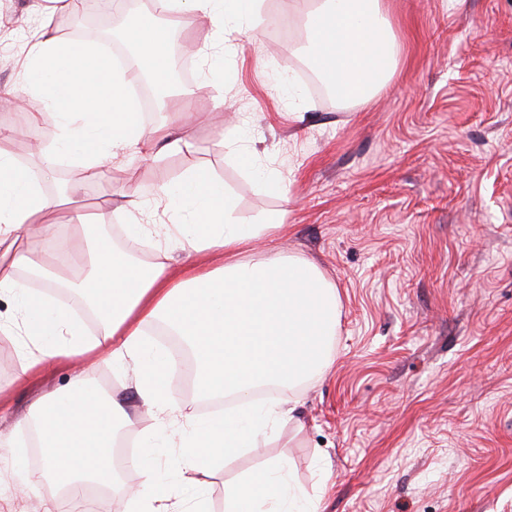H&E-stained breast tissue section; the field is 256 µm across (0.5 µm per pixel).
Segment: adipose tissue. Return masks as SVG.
<instances>
[{
  "label": "adipose tissue",
  "instance_id": "obj_1",
  "mask_svg": "<svg viewBox=\"0 0 512 512\" xmlns=\"http://www.w3.org/2000/svg\"><path fill=\"white\" fill-rule=\"evenodd\" d=\"M162 12L208 14L223 37L255 23L258 0H158ZM142 71L160 74L168 67V38L153 16L134 19L126 28ZM307 55L329 80L340 101L364 99L390 79L397 44L379 0H321L307 14ZM22 75L25 94H11L17 107L35 95L54 112L53 147L42 155L41 169L18 166L0 150V297L14 300L15 314L0 319V334L25 336L39 363L101 351L118 366H132L133 389L154 419L141 445L137 464L143 484L131 491L137 512H208L205 495L185 505L177 487L157 476L164 449H176L175 467L183 483L201 485L241 449L254 448L271 422L294 418L296 400L258 404L251 390L265 383L294 387L330 364L329 340L336 332L338 296L312 261L274 253L260 264L240 258L249 244L282 228L277 217L256 223L237 215L234 195L211 171L195 167L177 182L161 181L135 189L123 207L129 247L92 235V225L76 214L80 238L34 239L28 228L51 216L55 198L41 184L56 164L57 149L76 150L86 179L103 165L120 164L131 154H177L191 146L196 113L178 108L170 120L145 126L128 98L121 73L102 53L95 36L72 45L44 22L28 50ZM189 212L185 224L150 223L151 205ZM165 238L187 256L220 255L221 266H188L179 281L168 278V249L156 261L136 262L142 239ZM69 253L89 265L86 278L71 290L89 292L99 318L95 336H87L67 308L49 293L33 291L18 272L50 276L46 250ZM168 325L193 352L184 368L203 398L232 394L231 410L200 416L172 397L165 352L148 337L149 327ZM132 422L129 404L120 395H104L85 374L69 387L42 398L13 433L0 434V454H10L27 489L49 483L56 491L79 496L83 487L114 486L118 473L113 450ZM36 431L48 463L47 476L27 474L17 439ZM224 512H319V502L295 485L286 460L266 465L232 486Z\"/></svg>",
  "mask_w": 512,
  "mask_h": 512
}]
</instances>
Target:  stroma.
Returning <instances> with one entry per match:
<instances>
[{"mask_svg": "<svg viewBox=\"0 0 512 512\" xmlns=\"http://www.w3.org/2000/svg\"><path fill=\"white\" fill-rule=\"evenodd\" d=\"M396 38L395 72L375 95L324 98L305 80L302 15L293 0H262L287 29L266 27L221 43L210 19L177 24L170 62L190 63L192 148L105 166L88 182L60 161L43 191L58 201L55 232L74 237L81 213L112 236L134 187L211 170L261 222L284 214L271 238L243 252L308 259L336 287L332 364L295 388L298 402L258 448L227 461L224 487L288 459L295 483L321 512H512V0H380ZM46 0H0V88L20 83L23 49ZM223 109H216V100ZM247 146L272 182H257L225 147ZM19 339L0 336V431L79 372L108 393L131 395L130 371L107 354L23 370ZM144 476L128 462L107 497L75 501L26 491L0 457V512H129Z\"/></svg>", "mask_w": 512, "mask_h": 512, "instance_id": "35a3bbf8", "label": "stroma"}]
</instances>
